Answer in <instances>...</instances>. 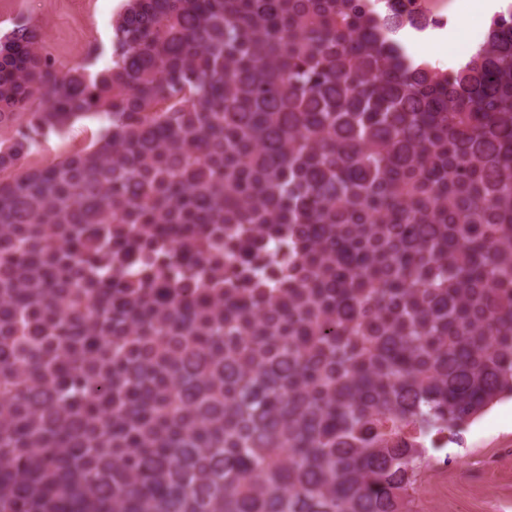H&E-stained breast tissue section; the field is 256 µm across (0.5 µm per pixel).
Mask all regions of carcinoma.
<instances>
[{
  "instance_id": "carcinoma-1",
  "label": "carcinoma",
  "mask_w": 512,
  "mask_h": 512,
  "mask_svg": "<svg viewBox=\"0 0 512 512\" xmlns=\"http://www.w3.org/2000/svg\"><path fill=\"white\" fill-rule=\"evenodd\" d=\"M441 25L124 0L95 73L0 35V512H411L512 399V4L450 71L401 39ZM103 130L95 117H83L60 132H48L37 138L35 148L21 161L22 169H37L52 165L67 155L85 150Z\"/></svg>"
}]
</instances>
